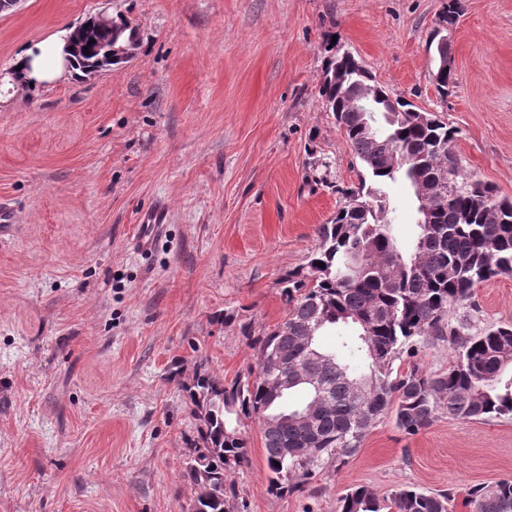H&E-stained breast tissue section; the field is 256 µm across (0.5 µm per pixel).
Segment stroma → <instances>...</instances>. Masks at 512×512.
Returning <instances> with one entry per match:
<instances>
[{
  "label": "stroma",
  "instance_id": "1",
  "mask_svg": "<svg viewBox=\"0 0 512 512\" xmlns=\"http://www.w3.org/2000/svg\"><path fill=\"white\" fill-rule=\"evenodd\" d=\"M445 0H21L0 12V72L24 44L104 14L132 59L0 94V512H190L200 421L182 389L257 367L281 322L279 282L305 266L361 164L319 86L331 43L391 97L457 131L465 171L512 198V0H463L457 84L440 96L429 38ZM166 228L134 245L147 211ZM408 244L416 201L393 188ZM477 325L512 322V276L475 290ZM447 343H413L395 370H447ZM227 476L239 512H336L348 489L468 493L512 479V418L439 411L417 434L392 415L303 491H269L257 421Z\"/></svg>",
  "mask_w": 512,
  "mask_h": 512
}]
</instances>
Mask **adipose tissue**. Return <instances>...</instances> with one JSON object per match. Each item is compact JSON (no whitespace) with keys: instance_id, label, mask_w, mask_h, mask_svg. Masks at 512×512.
I'll list each match as a JSON object with an SVG mask.
<instances>
[{"instance_id":"obj_1","label":"adipose tissue","mask_w":512,"mask_h":512,"mask_svg":"<svg viewBox=\"0 0 512 512\" xmlns=\"http://www.w3.org/2000/svg\"><path fill=\"white\" fill-rule=\"evenodd\" d=\"M68 29L62 28L48 38L25 44L17 56L20 70L13 78L21 86L41 85L55 82L71 74L74 65L65 50Z\"/></svg>"}]
</instances>
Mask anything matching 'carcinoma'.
Listing matches in <instances>:
<instances>
[{
	"label": "carcinoma",
	"mask_w": 512,
	"mask_h": 512,
	"mask_svg": "<svg viewBox=\"0 0 512 512\" xmlns=\"http://www.w3.org/2000/svg\"><path fill=\"white\" fill-rule=\"evenodd\" d=\"M462 12V0H446L437 24H454ZM111 42L132 50L134 34L123 22L110 31L86 28L75 52L81 71L105 68ZM330 50L323 108L364 174L359 186L336 189L343 202L318 228V249L306 266L282 277L287 313L274 330L253 339L255 376L226 384L199 368L185 384L201 422L190 451L191 512H237L226 474L248 458L238 428L243 416L261 424L274 494L301 491L325 464L355 454L389 410L408 435L444 408L463 419L512 418V324L475 330L451 317L457 306L472 304L475 288L512 275V199L461 168L456 129L436 114L420 121L407 101H396L399 112L388 120V93L350 52L336 44ZM364 94L362 106L349 105ZM443 176L455 190L418 200L416 236L401 246L384 220L391 186L405 183L417 197ZM339 326L356 334L324 349L321 333ZM416 338L448 342V370L394 373L398 355ZM269 357L290 372L315 376L323 396L302 382L277 389L273 369L265 366ZM310 409L313 420H302ZM449 503L446 493L399 487L381 497L359 485L339 499L338 512H450ZM470 505L473 512H512V480L474 489Z\"/></svg>",
	"instance_id": "1"
}]
</instances>
